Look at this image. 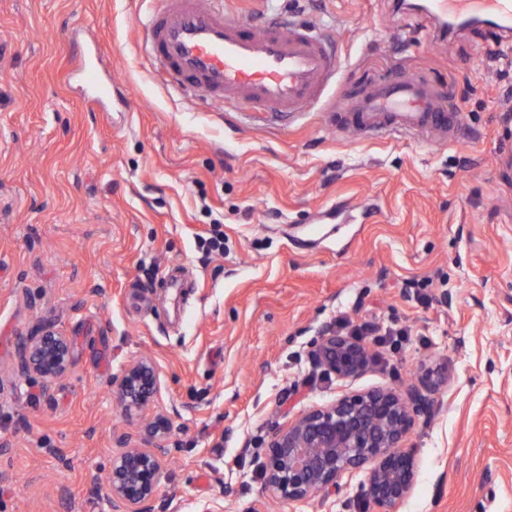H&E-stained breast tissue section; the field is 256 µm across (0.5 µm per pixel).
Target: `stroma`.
Segmentation results:
<instances>
[{"label": "stroma", "instance_id": "stroma-1", "mask_svg": "<svg viewBox=\"0 0 512 512\" xmlns=\"http://www.w3.org/2000/svg\"><path fill=\"white\" fill-rule=\"evenodd\" d=\"M335 30L336 83L270 123L168 87L141 50L161 0H0V512H108L112 457L171 423L152 512H372L364 473L303 503L265 499L269 432L338 395L448 382L409 431L418 466L398 512H512V36L440 37L397 0H226ZM126 107L89 111L86 49ZM413 75L458 110L455 141L339 132L333 114ZM224 233L223 253L204 238ZM428 296L430 305L419 302ZM407 322L398 354L320 377L336 317ZM40 325L72 340L43 396L15 375ZM147 355L158 401L124 416L112 379Z\"/></svg>", "mask_w": 512, "mask_h": 512}]
</instances>
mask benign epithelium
Returning a JSON list of instances; mask_svg holds the SVG:
<instances>
[{
    "label": "benign epithelium",
    "instance_id": "obj_1",
    "mask_svg": "<svg viewBox=\"0 0 512 512\" xmlns=\"http://www.w3.org/2000/svg\"><path fill=\"white\" fill-rule=\"evenodd\" d=\"M323 376L341 379L360 374L370 357L359 341L325 328L312 353ZM72 367L70 337L38 327L21 344L17 377L36 376L42 393H51L55 381ZM442 377L427 372L405 393L391 388L344 394L314 407L270 437L262 466L263 490L289 503L336 492L349 471H365L363 496L379 512H396L413 493L417 475L413 449L405 438L420 413L433 400ZM161 375L154 360L142 356L112 381L122 412L137 415L160 395ZM169 422L155 417L138 443L127 444L113 457L106 480L110 512H147L157 497L167 453Z\"/></svg>",
    "mask_w": 512,
    "mask_h": 512
}]
</instances>
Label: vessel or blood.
Here are the masks:
<instances>
[{"mask_svg": "<svg viewBox=\"0 0 512 512\" xmlns=\"http://www.w3.org/2000/svg\"><path fill=\"white\" fill-rule=\"evenodd\" d=\"M438 20L491 19L512 30V0H428ZM145 53L164 83L214 107L270 116L314 107L334 82L338 60L325 28L291 25L271 16L252 24L229 16L217 0H163L143 26ZM77 76L88 102L108 96L91 52ZM459 115L416 77L382 82L354 100L337 123L368 138L421 133L431 142L451 141Z\"/></svg>", "mask_w": 512, "mask_h": 512, "instance_id": "obj_1", "label": "vessel or blood"}]
</instances>
